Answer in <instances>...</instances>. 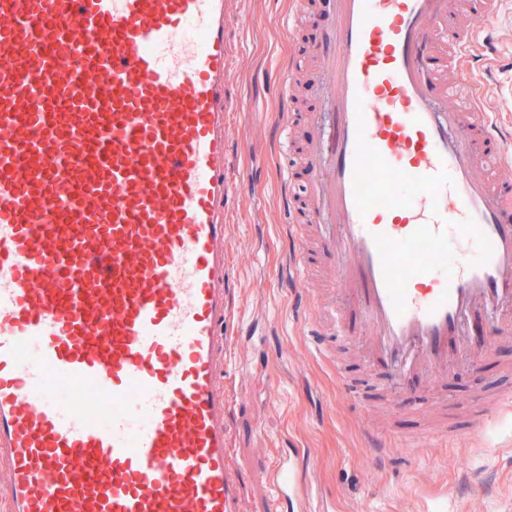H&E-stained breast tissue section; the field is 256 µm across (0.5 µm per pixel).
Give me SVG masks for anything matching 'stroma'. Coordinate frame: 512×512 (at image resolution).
I'll return each instance as SVG.
<instances>
[{
    "label": "stroma",
    "instance_id": "1",
    "mask_svg": "<svg viewBox=\"0 0 512 512\" xmlns=\"http://www.w3.org/2000/svg\"><path fill=\"white\" fill-rule=\"evenodd\" d=\"M299 0H247L237 34L229 82L244 111L235 113L228 136L238 145L235 165L251 169L262 184L235 198L226 249L233 268L231 312L249 326L231 358L233 421L229 456L245 472L270 471L296 454L304 469L311 512H512V413H502L484 438L415 450L404 440L422 434L426 421L410 415L379 416L346 400L336 368L362 355L350 336H330L318 349L303 328L307 295L290 283L288 258L301 247L283 222L279 183L283 171L305 183L287 141H299L304 115L318 102L307 91L296 101L282 87L280 68L303 57L318 32L289 29ZM293 113L289 137L271 130L284 110ZM459 401L512 390V339L496 340L481 367L459 375ZM393 440L374 457L368 434Z\"/></svg>",
    "mask_w": 512,
    "mask_h": 512
}]
</instances>
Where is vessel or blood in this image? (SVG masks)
I'll return each mask as SVG.
<instances>
[{
  "instance_id": "b4317fda",
  "label": "vessel or blood",
  "mask_w": 512,
  "mask_h": 512,
  "mask_svg": "<svg viewBox=\"0 0 512 512\" xmlns=\"http://www.w3.org/2000/svg\"><path fill=\"white\" fill-rule=\"evenodd\" d=\"M307 52L306 229L318 274L366 345L352 402L439 424L419 446L484 436L489 407L417 392L512 335V126L476 91L494 41L462 0H332ZM245 0H0V512H243L227 456L234 195L226 43ZM83 382L111 405L90 416ZM268 480L287 512L298 470Z\"/></svg>"
}]
</instances>
